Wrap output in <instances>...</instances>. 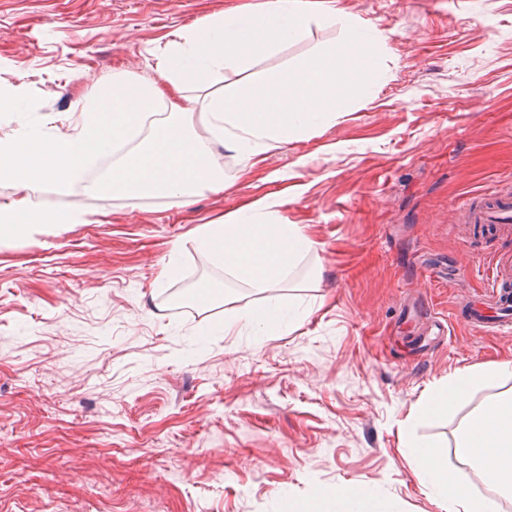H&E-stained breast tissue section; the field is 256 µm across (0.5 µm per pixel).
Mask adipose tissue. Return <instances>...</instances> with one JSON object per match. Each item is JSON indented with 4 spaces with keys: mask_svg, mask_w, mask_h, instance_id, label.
<instances>
[{
    "mask_svg": "<svg viewBox=\"0 0 512 512\" xmlns=\"http://www.w3.org/2000/svg\"><path fill=\"white\" fill-rule=\"evenodd\" d=\"M337 14L335 0H263L251 9L203 16L167 42L156 63L160 82L113 74L79 100L81 120L71 133L51 135L29 124L0 137V180L23 189L11 203L0 205V241L21 238L37 224L86 223L84 210L35 206L25 190L49 184L67 191L104 156L116 160L97 191L132 208L151 194L180 205L200 191L232 187L213 160L214 146L233 152L244 175L263 153L335 120L336 106L356 84L358 71L376 68L365 29L354 18L344 21V44L356 70L341 71L335 51L328 50L239 90H211L209 79L298 39L309 21L332 23ZM194 90L199 100H192ZM271 206L268 198L254 199L202 225L197 234L226 272L262 292L242 320L263 332L278 329L284 318L296 323L304 316L298 293L306 282L296 283L295 295L286 299L271 290L315 247L299 225L257 222V214ZM504 378H512V361L456 371L425 393L419 412L426 417L446 413L467 400L474 387ZM403 435L406 447L416 451V477L445 512H495L496 497L512 498V389L472 412L455 442L456 454L487 474L490 495L461 483L436 445L418 442L413 428Z\"/></svg>",
    "mask_w": 512,
    "mask_h": 512,
    "instance_id": "1",
    "label": "adipose tissue"
}]
</instances>
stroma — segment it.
Instances as JSON below:
<instances>
[{
	"label": "stroma",
	"instance_id": "obj_1",
	"mask_svg": "<svg viewBox=\"0 0 512 512\" xmlns=\"http://www.w3.org/2000/svg\"><path fill=\"white\" fill-rule=\"evenodd\" d=\"M260 0H0V137L26 124L64 133L72 107L113 71L155 77L170 34ZM365 26L378 63L336 118L270 150L234 186L177 207L138 209L94 191L103 159L68 192L30 187L44 207L86 210L67 229L0 242V512H310L354 482L380 512H442L417 481L402 428L457 457L467 416L512 379L473 390L445 416H418L455 370L512 359V324L482 333L486 275L512 254V227L464 222V201L512 190V0H337ZM341 24L305 33L214 79L229 90L341 45ZM284 173L281 181L271 180ZM263 196L262 220L316 241L297 274L309 314L265 334L225 320L260 295L225 274L197 229ZM181 273L164 278L171 257ZM223 283L232 303L193 302Z\"/></svg>",
	"mask_w": 512,
	"mask_h": 512
}]
</instances>
